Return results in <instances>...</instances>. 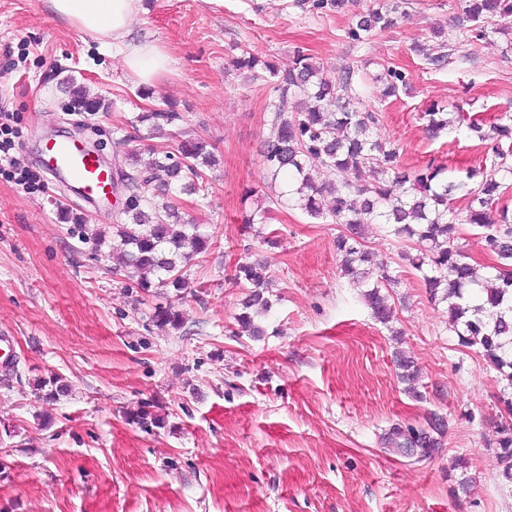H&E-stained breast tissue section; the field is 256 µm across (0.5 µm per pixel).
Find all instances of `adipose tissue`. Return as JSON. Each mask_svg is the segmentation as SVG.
<instances>
[{"instance_id": "adipose-tissue-1", "label": "adipose tissue", "mask_w": 512, "mask_h": 512, "mask_svg": "<svg viewBox=\"0 0 512 512\" xmlns=\"http://www.w3.org/2000/svg\"><path fill=\"white\" fill-rule=\"evenodd\" d=\"M55 15L81 33H89L107 46L120 49L122 62L139 82L151 83L166 73L167 52L158 46L135 43L131 26L143 9V0H50Z\"/></svg>"}]
</instances>
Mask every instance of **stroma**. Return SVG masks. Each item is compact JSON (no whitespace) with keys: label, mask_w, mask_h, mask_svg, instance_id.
Here are the masks:
<instances>
[{"label":"stroma","mask_w":512,"mask_h":512,"mask_svg":"<svg viewBox=\"0 0 512 512\" xmlns=\"http://www.w3.org/2000/svg\"><path fill=\"white\" fill-rule=\"evenodd\" d=\"M372 0L343 9L317 0H146L131 38L164 48L167 73L151 84L53 15L48 0H0V110L9 113L27 164L40 170L46 139L103 141V158L147 157L151 140L127 121L169 103L219 159L207 200L186 201L189 222L211 247L188 268L181 294L145 292L67 223L63 211L106 229L111 216L71 195L50 176L30 191L0 176V512H512L493 444L499 396L512 392L477 348L459 346L447 303L431 299L420 273L398 265L402 245L381 226L366 229L370 275L387 264L394 317L376 321L359 288L339 268L340 225L273 204L260 149L272 116L270 68L301 49L329 77L352 63L402 71L397 95L367 83L363 100L381 112L376 139L400 148L403 167L434 162L454 171L483 164L489 144L458 132L429 138V104L485 120L512 114V16L474 43L456 33L441 45L460 0H407L406 16L363 42L348 30ZM447 51L429 68L415 45ZM249 51L255 69L236 70ZM102 97L107 111H66L63 84ZM269 211L270 240L244 224ZM262 261L271 276L265 336L237 320L243 290L237 263ZM170 306L178 328H158ZM402 351L418 369L400 381ZM61 376L55 401L33 381ZM150 403L163 418L144 432L130 416ZM447 428L441 448L407 456L384 444L392 424ZM467 492H459V481Z\"/></svg>","instance_id":"obj_1"}]
</instances>
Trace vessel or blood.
Instances as JSON below:
<instances>
[{"label":"vessel or blood","instance_id":"obj_1","mask_svg":"<svg viewBox=\"0 0 512 512\" xmlns=\"http://www.w3.org/2000/svg\"><path fill=\"white\" fill-rule=\"evenodd\" d=\"M42 167L63 178L85 202L108 203L112 193V173L106 163L77 140H46L41 151Z\"/></svg>","mask_w":512,"mask_h":512}]
</instances>
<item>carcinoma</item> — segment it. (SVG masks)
Here are the masks:
<instances>
[{"label":"carcinoma","mask_w":512,"mask_h":512,"mask_svg":"<svg viewBox=\"0 0 512 512\" xmlns=\"http://www.w3.org/2000/svg\"><path fill=\"white\" fill-rule=\"evenodd\" d=\"M461 10L453 18V28L481 41L489 36L488 23L493 16H512V0H462ZM397 2L385 7L384 0L359 17L348 32L361 40L395 24ZM278 80L273 87L276 101L273 119L263 141L262 161L266 177L288 179V190L280 196L283 203L299 209L313 219L330 220L345 226L335 241L341 256V268L353 285L365 289L364 296L374 317L382 324L391 321L392 307L382 289L395 282L387 267L371 283L359 266L371 262L364 248L365 227L379 224L388 235L413 241L418 254L398 253L422 276L430 295L448 302V326L464 347L479 350L488 365L496 369L512 387V210L501 203L504 181L512 177V118L483 129L482 120L459 109L446 112L430 105L423 112L426 130L437 138L446 130L466 132L484 141L494 140L490 166L465 168L445 175L446 168L434 163L407 173L400 165L399 147L373 138V129L382 115L363 108L358 66L351 64L332 80L311 57L297 52L293 65L284 71L269 68ZM371 80L385 86L387 96L396 95L403 74L390 65L372 75ZM71 109L95 113L105 108L104 100L70 82ZM138 123H149L159 135L171 127V142L152 148L151 159L142 164L136 153L126 165L114 170L125 182L128 195L120 211L113 213L112 236L83 218L65 214L79 226V232L94 250L106 246L112 260V272H126L136 287L171 288L176 292L188 287L185 268L206 252L208 238L198 225L184 219L180 195H198L206 191L207 171L216 166L215 147L206 140L182 131L183 113L169 105L143 112ZM323 171L329 180L318 185L312 172ZM374 174V182L359 181L362 171ZM467 204L465 213L453 206L457 194ZM471 226L483 241L485 251L495 258L491 272L483 277L467 262L456 244L457 228ZM235 280L246 288L238 320L251 335L266 333L257 318L271 308L265 296L270 285L267 266L242 263L236 267ZM154 321L160 328H178L180 315L171 307L156 310ZM399 377L405 382L417 379L410 357L395 355ZM36 391L53 401L68 391L59 376L38 378ZM505 415L495 426L494 445L500 476L512 483V397L502 396ZM146 431L160 427L163 420L143 404L132 416ZM446 429L444 418L433 415L427 426L393 425L386 436L392 448H418L429 451L441 447Z\"/></svg>","instance_id":"obj_1"}]
</instances>
